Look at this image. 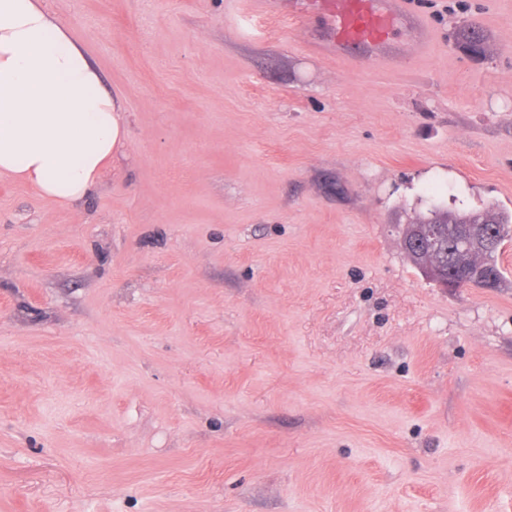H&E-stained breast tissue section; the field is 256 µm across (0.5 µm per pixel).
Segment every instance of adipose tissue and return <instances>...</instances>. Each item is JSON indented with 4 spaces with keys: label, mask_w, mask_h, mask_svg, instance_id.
<instances>
[{
    "label": "adipose tissue",
    "mask_w": 512,
    "mask_h": 512,
    "mask_svg": "<svg viewBox=\"0 0 512 512\" xmlns=\"http://www.w3.org/2000/svg\"><path fill=\"white\" fill-rule=\"evenodd\" d=\"M128 134L121 99L42 0H0V176L72 206Z\"/></svg>",
    "instance_id": "adipose-tissue-1"
}]
</instances>
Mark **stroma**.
<instances>
[{
    "label": "stroma",
    "mask_w": 512,
    "mask_h": 512,
    "mask_svg": "<svg viewBox=\"0 0 512 512\" xmlns=\"http://www.w3.org/2000/svg\"><path fill=\"white\" fill-rule=\"evenodd\" d=\"M43 4L129 137L76 206L0 178V512H512V240L493 289L402 248L512 213V0H411L379 69L234 0ZM430 213L432 214L433 222L441 227L443 232L442 239L434 253L436 267L443 275L446 274L448 276V271L457 273L460 270L461 246L457 237H450V235L456 233L457 226L456 224H453L454 222H448L449 224L444 223L445 220H448V209L436 208L430 210ZM435 224H430L428 220H422L418 225V229H416L417 237L422 238L427 243L429 250H416L415 247L417 245V241H413L412 239L409 240L408 238H405L402 241V247L406 252L410 253H407V255L413 264L417 266L419 261L423 271L430 275L433 270L430 265V257L432 249L437 246V232Z\"/></svg>",
    "instance_id": "1"
}]
</instances>
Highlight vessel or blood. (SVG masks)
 <instances>
[{"label":"vessel or blood","instance_id":"b4317fda","mask_svg":"<svg viewBox=\"0 0 512 512\" xmlns=\"http://www.w3.org/2000/svg\"><path fill=\"white\" fill-rule=\"evenodd\" d=\"M307 7L320 14L329 26L318 47L326 56L364 57L375 66L397 64L394 47L396 28L409 34L410 49L424 51L431 40L425 20L407 7V0H307Z\"/></svg>","mask_w":512,"mask_h":512}]
</instances>
